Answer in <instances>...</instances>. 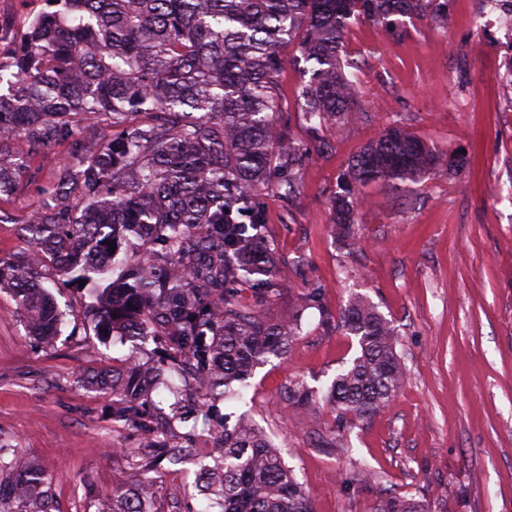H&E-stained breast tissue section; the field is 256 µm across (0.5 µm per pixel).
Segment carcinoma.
Returning <instances> with one entry per match:
<instances>
[{
	"instance_id": "1",
	"label": "carcinoma",
	"mask_w": 512,
	"mask_h": 512,
	"mask_svg": "<svg viewBox=\"0 0 512 512\" xmlns=\"http://www.w3.org/2000/svg\"><path fill=\"white\" fill-rule=\"evenodd\" d=\"M48 10L16 34L0 61V197L31 174L25 155L69 141L65 161L22 225L32 248L0 257V290L12 293L28 333L50 346L62 313L37 279L43 267L98 285L92 321L103 335L129 336L126 363L81 384L112 396V421L152 434L144 465L179 461L183 449L157 427L154 392L166 373L193 372L200 399L245 386L258 365L287 352L297 326L273 323L238 297L245 287L282 281L254 190L280 175L296 192L300 148L275 128L276 76L283 42L298 41L311 64L301 112L308 128L336 122L357 100L343 54L349 20L383 23L425 15L435 0H46ZM142 115L139 123L128 121ZM20 138L26 149L3 153ZM448 156L403 127L387 128L348 165L332 199L333 224L360 243L353 215L373 182L417 183ZM336 328L359 351L325 398L351 420L390 406L403 381L398 331L356 294ZM162 336L170 362L151 361ZM301 406L316 392L297 384ZM216 454L198 460L199 492L216 512H312L294 469L247 419L213 437ZM153 481L112 504V512H155ZM50 478L0 459V512H50ZM375 512H428L392 495Z\"/></svg>"
}]
</instances>
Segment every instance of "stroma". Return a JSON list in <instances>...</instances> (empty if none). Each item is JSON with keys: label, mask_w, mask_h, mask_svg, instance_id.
Masks as SVG:
<instances>
[{"label": "stroma", "mask_w": 512, "mask_h": 512, "mask_svg": "<svg viewBox=\"0 0 512 512\" xmlns=\"http://www.w3.org/2000/svg\"><path fill=\"white\" fill-rule=\"evenodd\" d=\"M439 16L360 17L344 34L359 85L352 114L318 132L300 111L303 67L295 42L281 46V110L307 155L297 190L257 197L285 282L262 303L273 322L299 316L284 358H270L249 380L246 402L218 400L201 419L176 425L169 440L211 454L209 432L247 415L282 452L313 512H374L380 499L428 501L430 512H512V108L498 74L502 45L476 29V0H440ZM450 155L464 168L439 169L409 190L375 183L357 213L364 243L339 241L331 199L352 158L391 125ZM58 141L32 160L39 176L0 198V256L29 244L20 226L63 162ZM319 288V305L302 308ZM60 334L45 346L28 336L9 292H0V457L51 479L57 512H99L102 500L136 487L151 438L114 424L111 401L75 379L121 366L126 337L97 336L86 312L89 286L54 281ZM367 295L399 332L405 372L392 404L364 421L339 419L321 398L293 404L301 382L326 393L357 353L337 330L339 310ZM197 467L164 463L156 473V512H200ZM374 481H356L358 471Z\"/></svg>", "instance_id": "1"}]
</instances>
